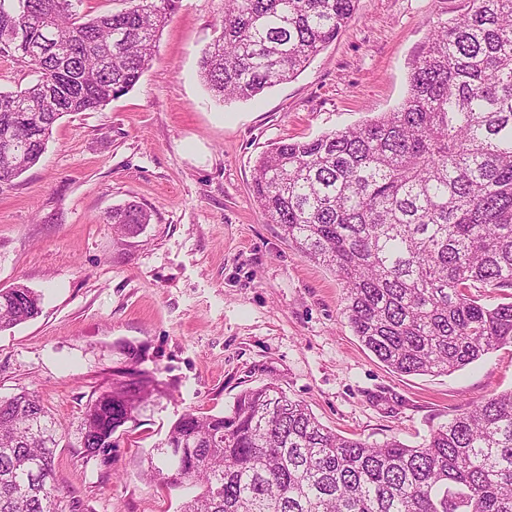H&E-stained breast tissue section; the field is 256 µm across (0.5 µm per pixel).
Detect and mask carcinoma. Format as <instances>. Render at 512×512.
<instances>
[{
  "instance_id": "1",
  "label": "carcinoma",
  "mask_w": 512,
  "mask_h": 512,
  "mask_svg": "<svg viewBox=\"0 0 512 512\" xmlns=\"http://www.w3.org/2000/svg\"><path fill=\"white\" fill-rule=\"evenodd\" d=\"M85 0H0V53L41 51L35 83L0 91V186L39 162L65 114L102 108L148 68L179 0H126L91 17ZM357 0H224L200 77L222 101L251 100L303 72L352 18ZM406 98L362 124L279 141L253 168L269 224L332 268L361 344L391 371L450 375L512 346V0H466L439 22ZM106 221L130 236L150 223L138 203ZM40 295L0 289V331L36 319ZM86 405L87 458L115 447L166 384L142 351ZM59 425L34 391L0 399V512H60ZM172 491L196 488L179 512H512V390L456 414L419 446L328 430L273 383L242 390L229 414L185 412L145 458Z\"/></svg>"
}]
</instances>
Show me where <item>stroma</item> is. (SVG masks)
Wrapping results in <instances>:
<instances>
[{
  "label": "stroma",
  "instance_id": "obj_1",
  "mask_svg": "<svg viewBox=\"0 0 512 512\" xmlns=\"http://www.w3.org/2000/svg\"><path fill=\"white\" fill-rule=\"evenodd\" d=\"M465 0H357L336 40L297 78L220 102L199 77L224 0H180L137 85L60 118L34 167L0 188V289L41 296L35 320L0 331V397L39 393L65 439L54 478L63 512H176L179 492L140 476L143 453L194 410L232 409L276 383L325 426L417 446L467 405L512 389V346L450 375L391 372L362 346L334 271L300 253L254 197L256 159L391 111L437 22ZM151 222L118 238L129 201ZM128 340L167 385L110 454L86 459L77 427Z\"/></svg>",
  "mask_w": 512,
  "mask_h": 512
}]
</instances>
